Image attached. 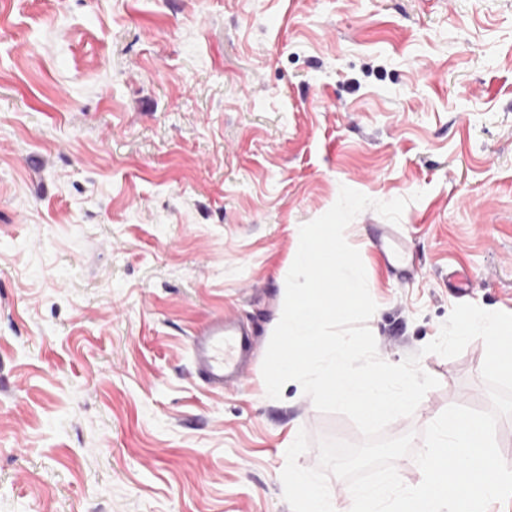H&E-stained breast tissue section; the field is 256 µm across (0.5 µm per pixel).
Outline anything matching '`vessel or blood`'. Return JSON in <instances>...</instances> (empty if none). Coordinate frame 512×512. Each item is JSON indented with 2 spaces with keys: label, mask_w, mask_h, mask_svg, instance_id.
<instances>
[{
  "label": "vessel or blood",
  "mask_w": 512,
  "mask_h": 512,
  "mask_svg": "<svg viewBox=\"0 0 512 512\" xmlns=\"http://www.w3.org/2000/svg\"><path fill=\"white\" fill-rule=\"evenodd\" d=\"M250 350L251 343L236 320L221 312L210 314L189 339L195 374L216 390L244 383Z\"/></svg>",
  "instance_id": "1"
}]
</instances>
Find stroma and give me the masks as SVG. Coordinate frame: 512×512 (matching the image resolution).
<instances>
[{
    "label": "stroma",
    "instance_id": "1",
    "mask_svg": "<svg viewBox=\"0 0 512 512\" xmlns=\"http://www.w3.org/2000/svg\"><path fill=\"white\" fill-rule=\"evenodd\" d=\"M344 185L409 200L404 272L374 209L345 231L381 359L512 312V0H0V512H291L289 440L305 468L362 440L262 377ZM214 311L252 334L244 387L189 364ZM484 357L422 355L440 385L387 436L490 409Z\"/></svg>",
    "mask_w": 512,
    "mask_h": 512
}]
</instances>
